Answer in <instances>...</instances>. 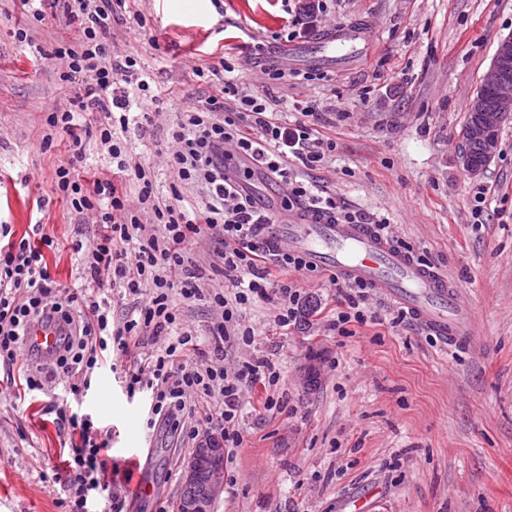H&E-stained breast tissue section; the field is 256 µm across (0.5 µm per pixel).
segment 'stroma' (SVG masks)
Instances as JSON below:
<instances>
[{
    "label": "stroma",
    "mask_w": 512,
    "mask_h": 512,
    "mask_svg": "<svg viewBox=\"0 0 512 512\" xmlns=\"http://www.w3.org/2000/svg\"><path fill=\"white\" fill-rule=\"evenodd\" d=\"M323 2L313 29L282 46L271 38L292 21L282 0H130L145 27H115L113 48H137L164 102L148 134L132 128L120 139L169 186L159 154L166 129L215 91L194 67L234 64L240 90L285 99L282 121H301L303 105L321 113L316 129L332 150L316 170L292 161L294 173L348 210L387 218L396 239L456 285L478 334L454 348L411 320L392 325L399 308L377 294L368 304L375 322L352 336L323 319L278 327L274 306L255 301L245 354L276 362L274 398L288 415L254 412L261 391L245 396L244 446L224 463L230 481L213 512H350L362 496L364 512H512V122L482 173L459 161L469 100L512 35V0ZM23 27L46 48L65 32L58 19L30 18L20 0H0V224L20 237L45 220L50 272L76 287L71 241L98 228L52 191L71 140L55 137L41 151V121L67 94L56 62L37 61L32 44L15 39ZM269 66L289 72L287 83L271 84ZM312 351L326 361L305 390L296 373ZM49 403L0 369V512H63L62 491L42 480L63 460ZM82 408L112 430L109 468L136 465L152 490L123 512L177 503L190 450L165 427L146 429L145 398L127 397L115 371L93 380Z\"/></svg>",
    "instance_id": "35a3bbf8"
}]
</instances>
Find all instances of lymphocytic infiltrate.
<instances>
[{"mask_svg":"<svg viewBox=\"0 0 512 512\" xmlns=\"http://www.w3.org/2000/svg\"><path fill=\"white\" fill-rule=\"evenodd\" d=\"M27 12L42 20L46 9L58 12L72 39L57 38L50 52L58 63L60 84L73 87L64 107L47 113L41 149L55 136H70L72 158L57 163L51 174L60 194L79 216H94L100 230L92 242L71 244L82 270V283L64 287L52 277L48 262L28 238L10 239V225L0 224V368L23 369L28 391L63 387L65 395L52 402L60 432L70 440L63 469L49 477L67 495V512H113L105 494L113 484L128 488L132 469L109 470L111 430L96 426L92 414L71 406L70 397L87 391L98 370L109 362L125 364L128 395L149 399L147 429L163 424L183 443H194L200 424L220 432L229 451L242 447L241 394L248 388L266 390L260 409L276 410L271 387L281 374L273 362L253 359L233 365L224 358L226 345L252 344L246 310L255 300L276 304L279 327L295 325L303 302L313 288H332L344 301L330 329L350 333L351 324H366L362 305L366 284L340 279L336 273L302 257L273 253L264 238L276 216L250 192L253 174L284 185V211H309L331 222L359 224L360 214L341 209L334 197L288 177V160L307 169L322 165L326 154L313 142V130L300 123L279 122L268 97L241 93L234 78L168 129L172 149L166 165L178 180L169 195L158 192L153 167L133 161L115 136L116 130L148 131L153 112L163 99L149 72L138 65L132 50L111 53L112 24L124 20L126 0H23ZM93 136L114 163L106 179L86 181L75 173L85 161L84 137ZM139 186L129 202L126 182ZM205 184L204 206L188 205L181 185ZM199 239L210 243L209 263L200 266L187 246ZM224 279L223 292L204 295L199 282L206 273ZM180 291L191 301H207L219 316L210 328L212 352H204L198 337L181 322L170 294ZM131 308L119 320L112 317L115 300ZM37 320L61 326V343L48 365H33L22 338Z\"/></svg>","mask_w":512,"mask_h":512,"instance_id":"1","label":"lymphocytic infiltrate"}]
</instances>
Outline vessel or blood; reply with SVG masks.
<instances>
[{"label": "vessel or blood", "instance_id": "vessel-or-blood-1", "mask_svg": "<svg viewBox=\"0 0 512 512\" xmlns=\"http://www.w3.org/2000/svg\"><path fill=\"white\" fill-rule=\"evenodd\" d=\"M268 241L276 251L302 255L348 281L366 283L447 345L468 346L474 341L475 320L448 278L370 225L330 224L310 213H291L271 225ZM56 339L52 327L32 325L25 338L26 350L44 356Z\"/></svg>", "mask_w": 512, "mask_h": 512}]
</instances>
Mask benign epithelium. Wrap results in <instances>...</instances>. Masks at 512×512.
Returning a JSON list of instances; mask_svg holds the SVG:
<instances>
[{
	"mask_svg": "<svg viewBox=\"0 0 512 512\" xmlns=\"http://www.w3.org/2000/svg\"><path fill=\"white\" fill-rule=\"evenodd\" d=\"M469 118L463 134L460 162L464 169L477 175L482 167L471 162L470 147L480 146L486 162L498 151L495 133L512 121V36L500 40L495 56L485 72L480 89L469 102ZM321 374L320 363L306 360L298 370V380L306 388ZM225 448L222 438L206 434L195 452L183 463L182 482L197 485L196 495L181 498L176 512H211L214 500L224 489L223 462Z\"/></svg>",
	"mask_w": 512,
	"mask_h": 512,
	"instance_id": "benign-epithelium-1",
	"label": "benign epithelium"
}]
</instances>
